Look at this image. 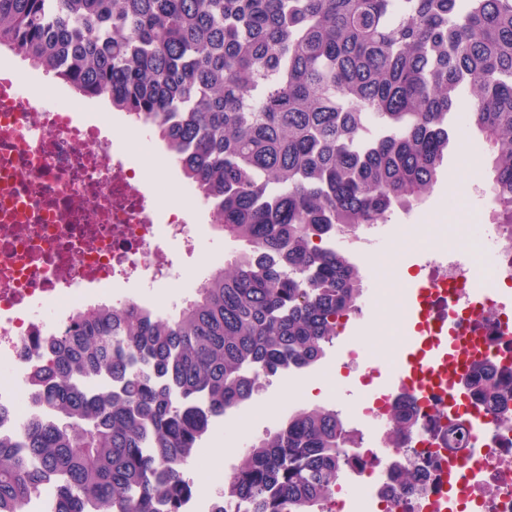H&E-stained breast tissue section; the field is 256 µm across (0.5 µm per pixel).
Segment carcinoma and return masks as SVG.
Returning a JSON list of instances; mask_svg holds the SVG:
<instances>
[{
	"mask_svg": "<svg viewBox=\"0 0 512 512\" xmlns=\"http://www.w3.org/2000/svg\"><path fill=\"white\" fill-rule=\"evenodd\" d=\"M2 48L154 128L243 248L167 318L97 304L35 347L47 419L0 439V512L48 480L51 512H178L215 421L318 363L356 309L360 269L325 241L428 196L463 101L512 228V0H0ZM344 444L335 410H296L215 512H328Z\"/></svg>",
	"mask_w": 512,
	"mask_h": 512,
	"instance_id": "carcinoma-1",
	"label": "carcinoma"
}]
</instances>
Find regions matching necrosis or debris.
<instances>
[{
  "instance_id": "necrosis-or-debris-1",
  "label": "necrosis or debris",
  "mask_w": 512,
  "mask_h": 512,
  "mask_svg": "<svg viewBox=\"0 0 512 512\" xmlns=\"http://www.w3.org/2000/svg\"><path fill=\"white\" fill-rule=\"evenodd\" d=\"M19 94L0 77V437L16 436L40 410L28 389L33 341L91 305L164 290L174 306L200 288L204 270L174 288L181 259L198 255L204 225L160 202L111 123L74 117ZM373 227L332 236L346 253L380 251L359 316L384 309L396 334L350 344L344 375L365 391L343 422L348 442L330 512H512V394L484 397L512 370V231L481 224L449 252L443 224L395 225L389 245ZM424 262L412 279L400 268ZM412 414L409 433L393 413ZM468 478H460V470Z\"/></svg>"
}]
</instances>
